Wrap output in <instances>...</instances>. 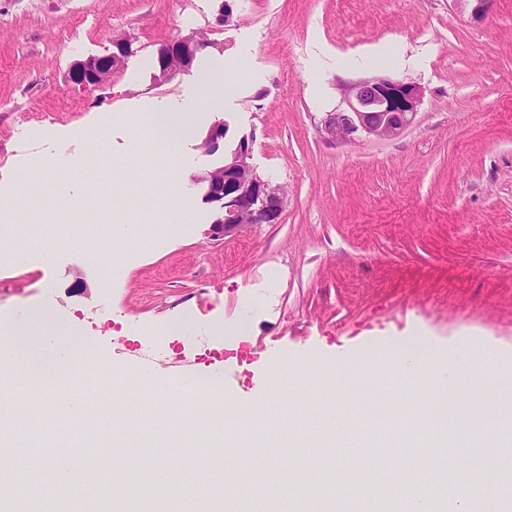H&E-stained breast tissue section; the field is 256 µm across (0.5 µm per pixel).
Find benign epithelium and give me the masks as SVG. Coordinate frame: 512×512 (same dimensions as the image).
<instances>
[{"mask_svg": "<svg viewBox=\"0 0 512 512\" xmlns=\"http://www.w3.org/2000/svg\"><path fill=\"white\" fill-rule=\"evenodd\" d=\"M112 50L73 63L71 78L84 89L103 86L132 54L123 36L111 40ZM201 47L195 34L179 36L163 45L167 61L157 79L166 81L193 66ZM340 101L336 110L325 114L320 131L327 138L354 142L359 138L392 140L401 136L417 120L424 99V89L388 75H377L338 85ZM207 183L205 200L216 203L222 216L214 221L217 234H228L242 227L241 216L248 213L258 224H277L285 206V187L254 175L249 144L242 141L224 159V177L217 180L209 173L201 178Z\"/></svg>", "mask_w": 512, "mask_h": 512, "instance_id": "7a95c632", "label": "benign epithelium"}]
</instances>
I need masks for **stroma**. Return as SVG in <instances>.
Instances as JSON below:
<instances>
[{
	"instance_id": "35a3bbf8",
	"label": "stroma",
	"mask_w": 512,
	"mask_h": 512,
	"mask_svg": "<svg viewBox=\"0 0 512 512\" xmlns=\"http://www.w3.org/2000/svg\"><path fill=\"white\" fill-rule=\"evenodd\" d=\"M0 0V199L22 174L28 196L0 242V322L50 309L40 334L67 333L86 353L73 365L76 392L98 405L104 374L135 380L145 396H119L111 410L150 416L148 439L132 426L105 433L115 448L145 444L144 464L114 475L143 490L136 512H290L274 488L291 479L283 453L321 482L300 512H323L340 486L388 489L398 464L354 472L339 426L348 418L336 389L316 394V428L275 418L268 434L243 437L258 500L230 490L224 472L225 407L268 396L271 372L291 366L318 375L367 362L357 382L382 396L379 414L361 413L362 446L377 455L381 426L426 405L428 375L400 380L397 351L432 345V370L482 369L480 388L447 394L465 410L448 442L485 460V428L512 435V0H494L472 19L456 0ZM197 31L213 56L242 76L230 95L202 85L196 70L160 83L151 64L159 45ZM129 34L134 52L107 83L84 90L70 78L76 60L105 54ZM386 74L419 83L416 123L400 137L338 143L320 121L340 100L338 80ZM224 108H216L217 99ZM176 99L196 101L193 133L174 162L122 166L145 116ZM225 124L216 153L200 143ZM107 128L105 144L91 137ZM248 140L257 173L288 192L280 223L215 234L218 205L205 202L206 172ZM189 203L187 223L166 226L169 180ZM111 227L92 238L78 211ZM54 258L17 264L31 238ZM190 328H180L184 316ZM166 329L157 340L155 329ZM46 374L19 366L0 378V396L28 401ZM186 406L181 430L159 423L161 406ZM75 479L24 512H116L99 475L104 455L83 428ZM203 447L163 481L155 460Z\"/></svg>"
}]
</instances>
